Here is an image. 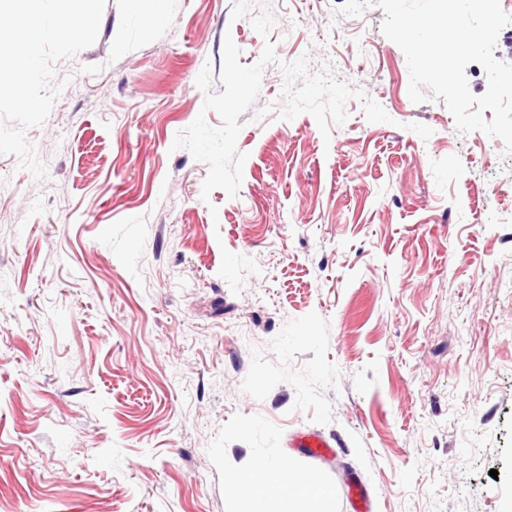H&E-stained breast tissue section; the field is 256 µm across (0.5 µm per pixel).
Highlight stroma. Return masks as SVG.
Instances as JSON below:
<instances>
[{
  "mask_svg": "<svg viewBox=\"0 0 512 512\" xmlns=\"http://www.w3.org/2000/svg\"><path fill=\"white\" fill-rule=\"evenodd\" d=\"M344 0H107L29 129L47 175L0 155V512H239L263 458L369 512H512V154L412 102L384 13ZM271 12L268 37L251 19ZM274 43L242 114L237 197L176 134L196 78ZM362 89L322 136L281 119V63ZM432 128L422 139L410 126ZM253 259L240 293L222 250ZM334 450L313 458L300 436Z\"/></svg>",
  "mask_w": 512,
  "mask_h": 512,
  "instance_id": "obj_1",
  "label": "stroma"
}]
</instances>
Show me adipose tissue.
<instances>
[{"mask_svg": "<svg viewBox=\"0 0 512 512\" xmlns=\"http://www.w3.org/2000/svg\"><path fill=\"white\" fill-rule=\"evenodd\" d=\"M224 490L245 512H331L322 484L275 461H260L249 471L225 470Z\"/></svg>", "mask_w": 512, "mask_h": 512, "instance_id": "1", "label": "adipose tissue"}]
</instances>
